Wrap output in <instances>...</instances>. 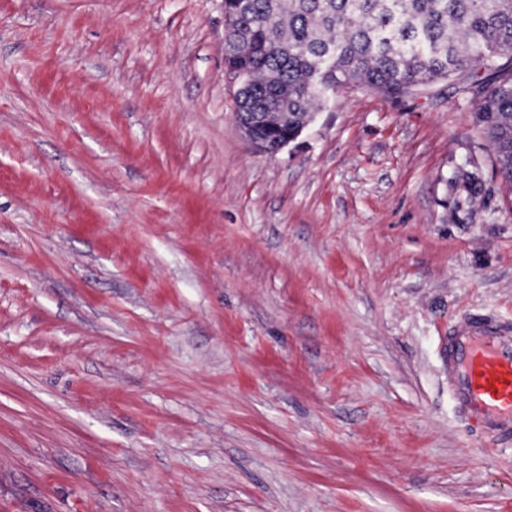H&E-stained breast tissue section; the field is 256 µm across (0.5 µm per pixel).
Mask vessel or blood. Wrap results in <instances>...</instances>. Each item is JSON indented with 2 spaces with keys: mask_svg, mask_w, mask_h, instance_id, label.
Listing matches in <instances>:
<instances>
[{
  "mask_svg": "<svg viewBox=\"0 0 512 512\" xmlns=\"http://www.w3.org/2000/svg\"><path fill=\"white\" fill-rule=\"evenodd\" d=\"M448 378L475 426L512 437V335L491 321L459 324L448 337Z\"/></svg>",
  "mask_w": 512,
  "mask_h": 512,
  "instance_id": "b4317fda",
  "label": "vessel or blood"
}]
</instances>
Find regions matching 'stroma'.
I'll return each mask as SVG.
<instances>
[{"label": "stroma", "mask_w": 512, "mask_h": 512, "mask_svg": "<svg viewBox=\"0 0 512 512\" xmlns=\"http://www.w3.org/2000/svg\"><path fill=\"white\" fill-rule=\"evenodd\" d=\"M239 87L223 0H0V512H512L446 363L512 329L476 97L345 87L271 156Z\"/></svg>", "instance_id": "35a3bbf8"}]
</instances>
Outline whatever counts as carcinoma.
Wrapping results in <instances>:
<instances>
[{
  "instance_id": "obj_1",
  "label": "carcinoma",
  "mask_w": 512,
  "mask_h": 512,
  "mask_svg": "<svg viewBox=\"0 0 512 512\" xmlns=\"http://www.w3.org/2000/svg\"><path fill=\"white\" fill-rule=\"evenodd\" d=\"M224 43L237 48L263 112L320 109L329 91L357 85L391 99L463 75L477 88L475 123L512 182V0H235Z\"/></svg>"
}]
</instances>
